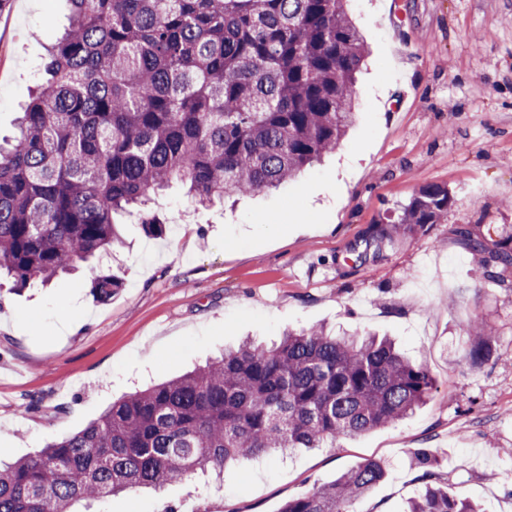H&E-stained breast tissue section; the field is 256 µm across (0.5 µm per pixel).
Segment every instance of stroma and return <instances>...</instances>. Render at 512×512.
<instances>
[{"label":"stroma","instance_id":"35a3bbf8","mask_svg":"<svg viewBox=\"0 0 512 512\" xmlns=\"http://www.w3.org/2000/svg\"><path fill=\"white\" fill-rule=\"evenodd\" d=\"M369 54L357 116L340 146L295 181L204 209L179 185L151 209L166 226L125 240L51 285L0 288V448L21 458L84 429L138 390L220 356L324 325L385 334L435 380L426 406L333 448L241 459L95 502L90 512H279L314 484L380 458L388 475L356 512H402L423 488L416 448L441 454V482L485 512H512V267L476 278L460 229L512 234V0H349ZM67 0H11L0 12V133H10ZM429 184L451 202L426 231L399 223ZM392 226L381 253L373 225ZM122 288L99 301L96 278ZM494 329L492 354L468 356L462 330ZM37 409H29L31 398Z\"/></svg>","mask_w":512,"mask_h":512}]
</instances>
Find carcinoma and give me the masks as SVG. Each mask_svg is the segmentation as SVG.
Wrapping results in <instances>:
<instances>
[{"label":"carcinoma","mask_w":512,"mask_h":512,"mask_svg":"<svg viewBox=\"0 0 512 512\" xmlns=\"http://www.w3.org/2000/svg\"><path fill=\"white\" fill-rule=\"evenodd\" d=\"M348 0H70L51 47L50 80L30 95L19 131L0 139V280L49 282L120 243L115 216L170 183L200 206L294 179L338 146L356 117L367 48ZM451 197L424 186L398 223L438 224ZM477 277L512 264L460 232ZM386 228L369 230L380 253ZM122 287L94 288L101 301ZM469 356L491 329L463 328ZM435 381L385 337L288 333L246 341L179 378L115 403L79 433L13 460L0 448V512H75L141 487L270 451L334 448L423 407ZM426 485L405 512H482L432 484L440 461L418 449ZM386 476L370 459L288 500L280 512H354Z\"/></svg>","instance_id":"obj_1"}]
</instances>
